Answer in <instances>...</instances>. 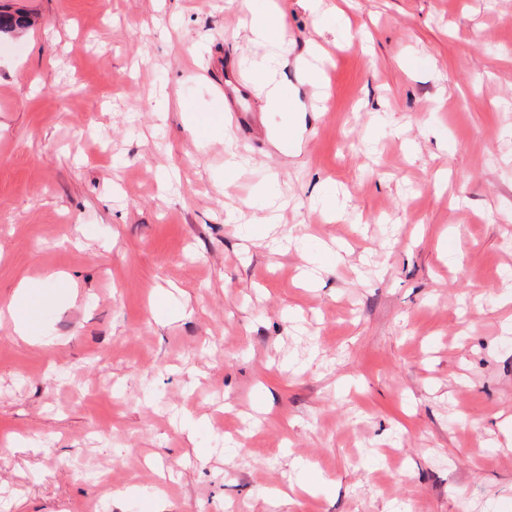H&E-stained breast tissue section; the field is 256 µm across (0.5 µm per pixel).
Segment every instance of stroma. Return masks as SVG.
Listing matches in <instances>:
<instances>
[{"instance_id":"35a3bbf8","label":"stroma","mask_w":512,"mask_h":512,"mask_svg":"<svg viewBox=\"0 0 512 512\" xmlns=\"http://www.w3.org/2000/svg\"><path fill=\"white\" fill-rule=\"evenodd\" d=\"M239 2L0 0V512H512V0H280L288 143ZM250 109L249 85L242 81L230 62L224 64V112H248ZM40 288L43 287L24 284L15 292V299L10 304L9 313L18 336H31L30 333L38 323L40 309L45 303V297Z\"/></svg>"}]
</instances>
